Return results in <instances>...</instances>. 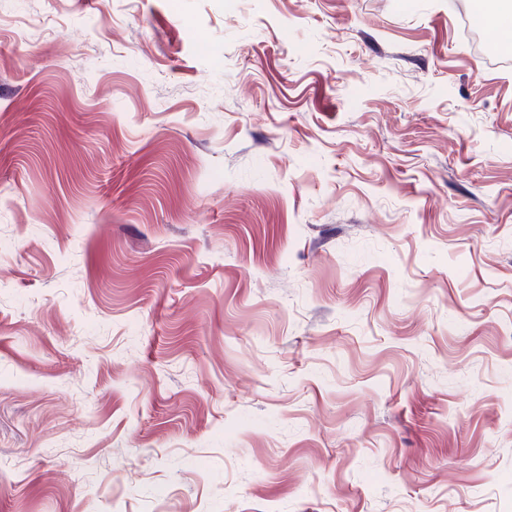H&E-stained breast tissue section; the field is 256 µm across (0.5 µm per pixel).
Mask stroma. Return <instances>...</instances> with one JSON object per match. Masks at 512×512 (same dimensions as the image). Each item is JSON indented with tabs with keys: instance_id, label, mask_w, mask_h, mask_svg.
I'll return each mask as SVG.
<instances>
[{
	"instance_id": "obj_1",
	"label": "stroma",
	"mask_w": 512,
	"mask_h": 512,
	"mask_svg": "<svg viewBox=\"0 0 512 512\" xmlns=\"http://www.w3.org/2000/svg\"><path fill=\"white\" fill-rule=\"evenodd\" d=\"M469 10L0 0V512H512Z\"/></svg>"
}]
</instances>
